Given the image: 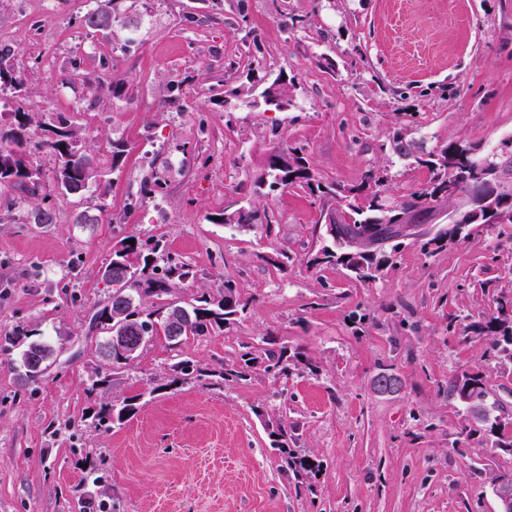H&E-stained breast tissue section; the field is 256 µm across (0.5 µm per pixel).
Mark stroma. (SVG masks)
Returning <instances> with one entry per match:
<instances>
[{
	"label": "stroma",
	"mask_w": 512,
	"mask_h": 512,
	"mask_svg": "<svg viewBox=\"0 0 512 512\" xmlns=\"http://www.w3.org/2000/svg\"><path fill=\"white\" fill-rule=\"evenodd\" d=\"M93 5L0 0L26 111L65 113L103 173L102 187L58 200L55 223H0V336L27 324L60 351L35 381L18 351H0V512H72L86 491L114 512H497L492 481L512 474V456L462 435L467 414L445 387L482 374L512 421V364L488 359L487 339L460 336L512 292V224L472 225L431 256L408 239L364 284L308 264L333 202L297 186L259 191L253 177L279 140L306 142L318 179L345 186L379 168L394 188L427 180L389 148L401 128L426 152L495 149L512 136V0H123L107 40L81 23ZM254 43L292 82L288 111L223 105L224 64ZM107 63L129 91L98 100L87 86ZM237 202L271 225L209 222ZM83 212L96 223H77ZM127 236L194 274L159 303L229 280L251 301L246 315L175 351L153 340L111 370L90 318L112 293L100 271ZM280 252L282 269L268 262ZM268 336L302 353L290 376L266 372ZM247 349V379L163 386L177 359L212 370ZM385 369L402 378L399 394L374 393ZM136 394L122 424L89 415ZM272 422L311 470L294 475L272 449Z\"/></svg>",
	"instance_id": "1"
}]
</instances>
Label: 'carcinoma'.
Here are the masks:
<instances>
[{
	"label": "carcinoma",
	"mask_w": 512,
	"mask_h": 512,
	"mask_svg": "<svg viewBox=\"0 0 512 512\" xmlns=\"http://www.w3.org/2000/svg\"><path fill=\"white\" fill-rule=\"evenodd\" d=\"M117 22L118 0H95V7L83 17V25L105 35L112 33ZM16 57L14 47L0 43L1 90L10 89L19 93L25 87L26 75L17 68ZM248 67L249 85L235 86L232 75L237 71L236 62L225 66V94L232 98L245 96L254 107L258 102L265 101L268 95L291 101V88L283 75L269 78L266 64L256 55L251 57ZM93 90L98 96L110 94L119 97L126 92L127 83L122 79L112 80V73L108 71L105 77L99 78ZM11 116L9 123L0 122V189L14 192L22 204L34 200L22 215L34 218L36 224H52L55 220V206L51 205L50 199L84 194L91 185L101 184L102 172L85 145L81 129L73 125L64 114H55L50 123L36 121L30 113L20 108L12 112ZM390 145L399 157L411 160L414 166L429 173L427 180L420 186L395 198L385 195L388 176L384 172L372 173L367 183L353 187L321 182L315 175L308 148L301 142L273 146L256 171L254 186L261 190L266 186L297 185L307 188L318 201L329 197L336 203L334 220L341 224L346 234L356 236L367 233L373 224L393 220L399 208L406 204L431 214L439 202L450 206L462 203V192L465 197L475 200L478 198L482 177L494 172L503 163L500 150L486 152L481 145L475 143L449 142L434 151L423 153L415 151L414 143L397 131L392 135ZM33 151L50 154L57 160L54 189L45 190L40 169L26 164L27 155ZM276 152L290 154L287 167L280 168L272 161ZM218 217V223L233 226L239 231H248L258 224H269L267 215L250 205L226 207L218 213ZM440 230L441 233L421 240L420 249L423 254L430 256L444 246L469 236L464 228L456 224L442 226ZM402 246L403 242H395L389 249L364 256L361 263L354 265L345 258V250L341 245L330 241L322 245L308 264H337L348 270L352 279L369 283L378 279L385 266L393 265L389 256L400 252ZM156 253L157 247L149 248L137 238L132 245L126 243L124 238L119 241L112 252L111 261L103 270V278L116 285L117 289L112 292V300L92 315V326L118 336H134L138 339L140 350L144 348L145 342L161 335L169 346L176 349L191 336L203 337L221 332L224 327L244 316L248 301L236 293L230 281L224 282V289L216 295L201 294L189 308L175 302L158 306L145 305L144 298L167 295L193 276L188 265L171 257L167 258L164 268H158ZM171 317L179 321L180 331L175 334L170 331ZM461 330L465 336L474 333L487 337L492 356L498 361L512 362V296L501 295L497 312L482 322L466 324ZM35 335L37 329L22 324L8 335L0 336V341L5 344L22 349V366L27 377L32 379L43 376L55 356L54 347L35 338ZM265 355L266 371L278 377L290 375V359L302 362L300 355L290 358L285 350L277 352L267 349ZM105 356L109 364L116 368L127 366L134 360L132 356L118 353L110 339L105 344ZM254 362L252 352L247 350L240 355L239 363L222 368L218 377L222 380L231 377L243 379L247 377ZM196 372H200V369L194 361L179 360L172 365V377L168 383L151 388L150 393L175 386ZM466 389L484 396L485 427L489 432L491 446L512 454V432L507 431V426L500 422L497 415L500 406L498 402L490 400L485 378L480 374L463 373L448 379V398L460 403ZM139 399L140 395L137 394L104 404L94 410L91 417L97 421V425L105 428L121 424L137 413ZM271 434L275 435L272 447L279 451L288 464L303 470L312 467L309 460L295 455L294 449L288 447L286 430L279 428L271 431ZM75 503L78 512H88L90 509L106 512V504L95 502L94 494L90 492L76 497Z\"/></svg>",
	"instance_id": "carcinoma-1"
}]
</instances>
